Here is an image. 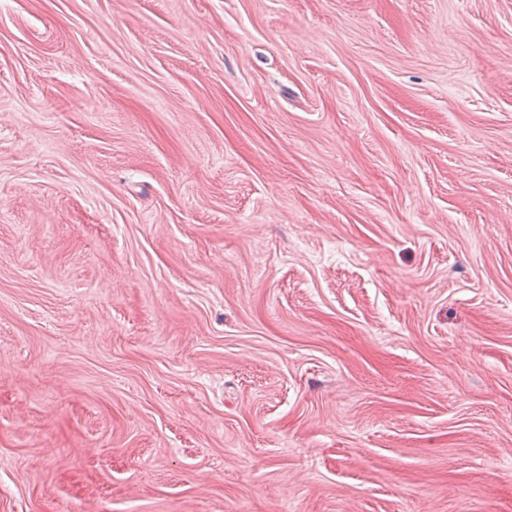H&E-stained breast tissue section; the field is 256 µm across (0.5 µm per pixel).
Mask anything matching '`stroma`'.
Instances as JSON below:
<instances>
[{
    "instance_id": "stroma-1",
    "label": "stroma",
    "mask_w": 512,
    "mask_h": 512,
    "mask_svg": "<svg viewBox=\"0 0 512 512\" xmlns=\"http://www.w3.org/2000/svg\"><path fill=\"white\" fill-rule=\"evenodd\" d=\"M0 512H512V0H0Z\"/></svg>"
}]
</instances>
